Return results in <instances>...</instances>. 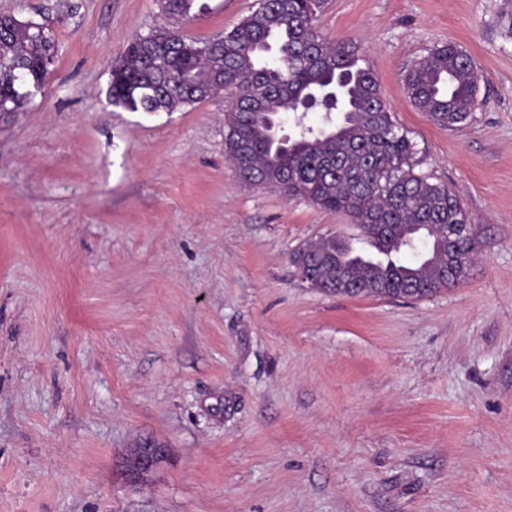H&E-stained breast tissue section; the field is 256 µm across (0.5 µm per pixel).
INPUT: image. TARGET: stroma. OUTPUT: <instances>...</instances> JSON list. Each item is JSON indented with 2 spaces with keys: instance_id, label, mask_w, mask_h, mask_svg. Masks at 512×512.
<instances>
[{
  "instance_id": "35a3bbf8",
  "label": "stroma",
  "mask_w": 512,
  "mask_h": 512,
  "mask_svg": "<svg viewBox=\"0 0 512 512\" xmlns=\"http://www.w3.org/2000/svg\"><path fill=\"white\" fill-rule=\"evenodd\" d=\"M223 36L259 0H205ZM59 51L0 116V512H512V0H329L316 26L375 70L473 226L465 280L422 300L328 295L289 256L361 237L344 213L237 177L234 95L113 106L158 0H0ZM453 43L478 73L451 131L406 97ZM151 439L166 463L131 484Z\"/></svg>"
}]
</instances>
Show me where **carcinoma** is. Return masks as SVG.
Instances as JSON below:
<instances>
[{"label":"carcinoma","instance_id":"1","mask_svg":"<svg viewBox=\"0 0 512 512\" xmlns=\"http://www.w3.org/2000/svg\"><path fill=\"white\" fill-rule=\"evenodd\" d=\"M197 0H161L172 23L138 35L112 65V104L131 112H173L224 88L226 156L241 182L273 187L361 225L366 255L337 233L296 249L290 262L319 291L350 297L421 300L457 286L473 252L469 216L448 187L413 173L414 145L392 119L379 80L359 49L318 34L325 0H260L224 36H183ZM58 51L46 28L0 14V110L18 112L21 83L41 86ZM408 98L436 125L456 129L477 104L478 75L454 44L428 52L404 76ZM314 107L320 125L305 123ZM298 112L294 137L276 134Z\"/></svg>","mask_w":512,"mask_h":512}]
</instances>
